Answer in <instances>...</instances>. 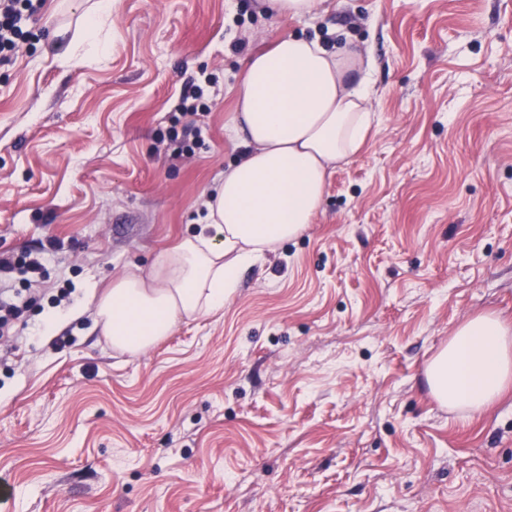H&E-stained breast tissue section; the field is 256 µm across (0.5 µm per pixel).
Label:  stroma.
<instances>
[{
    "label": "stroma",
    "instance_id": "stroma-1",
    "mask_svg": "<svg viewBox=\"0 0 512 512\" xmlns=\"http://www.w3.org/2000/svg\"><path fill=\"white\" fill-rule=\"evenodd\" d=\"M95 2L45 0L0 61V253L44 255L37 291L0 275V512H512V387L469 413L424 374L468 320L512 323V0H111L60 64ZM288 36L370 52L363 147L223 312L113 351L91 288L194 233L244 151L245 61ZM197 85L186 152L170 117ZM99 5L91 14H88L83 27L77 37L59 48L56 59L61 64H69L75 52L78 42H98L100 23L109 16L110 4L106 1H99ZM326 0H264L278 18H314L324 11Z\"/></svg>",
    "mask_w": 512,
    "mask_h": 512
}]
</instances>
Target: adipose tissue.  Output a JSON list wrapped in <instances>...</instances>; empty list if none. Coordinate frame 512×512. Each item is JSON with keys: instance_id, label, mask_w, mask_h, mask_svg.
<instances>
[{"instance_id": "ef3b65f1", "label": "adipose tissue", "mask_w": 512, "mask_h": 512, "mask_svg": "<svg viewBox=\"0 0 512 512\" xmlns=\"http://www.w3.org/2000/svg\"><path fill=\"white\" fill-rule=\"evenodd\" d=\"M371 69L347 39L329 50L291 36L247 60L228 123L246 150L217 180L197 231L149 269L114 280L94 303L113 350L142 355L180 321L223 311L242 267L312 224L329 176L360 150L373 122ZM425 376L441 404L483 411L512 384V327L472 318Z\"/></svg>"}]
</instances>
